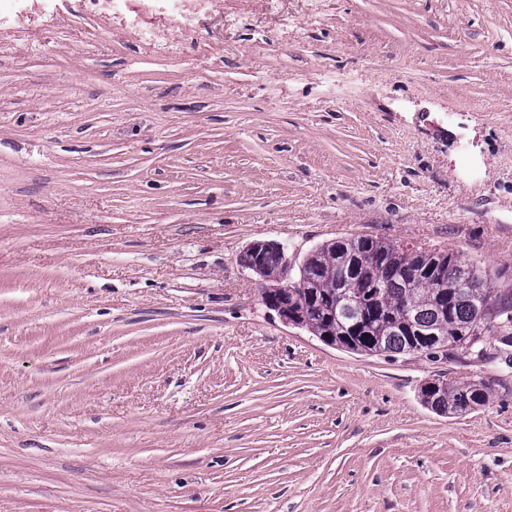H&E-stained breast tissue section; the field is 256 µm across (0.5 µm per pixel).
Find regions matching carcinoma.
Wrapping results in <instances>:
<instances>
[{
	"label": "carcinoma",
	"mask_w": 512,
	"mask_h": 512,
	"mask_svg": "<svg viewBox=\"0 0 512 512\" xmlns=\"http://www.w3.org/2000/svg\"><path fill=\"white\" fill-rule=\"evenodd\" d=\"M357 251L371 252L378 261L359 279L358 293L364 294L360 305L363 324L352 333L346 312L333 308V301L341 292L336 260ZM417 263L423 273L403 280L402 246L367 235L342 237L321 244L315 258L299 264L297 279L309 287L297 288L295 293L305 299L307 323L314 331L334 335L338 341L350 338V350L366 355H406L419 339L412 325H435L447 333L450 343L441 355H463L472 362L468 346L455 342L461 340L457 333L476 325L482 307L490 316L483 322L481 335L512 338V283L491 284V273L481 263L464 264L452 252H427L417 257ZM462 276L469 279V288L454 297L449 294L450 286ZM406 303L411 305L408 313L403 310ZM492 392V384L486 380L450 384L440 390L441 398L433 410L463 416L485 405Z\"/></svg>",
	"instance_id": "carcinoma-1"
}]
</instances>
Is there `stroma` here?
I'll return each instance as SVG.
<instances>
[{
    "label": "stroma",
    "mask_w": 512,
    "mask_h": 512,
    "mask_svg": "<svg viewBox=\"0 0 512 512\" xmlns=\"http://www.w3.org/2000/svg\"><path fill=\"white\" fill-rule=\"evenodd\" d=\"M222 2L150 47L0 0V512H512V347L335 349L238 262L363 234L512 281V0ZM469 380L463 381L467 383ZM425 385L439 386L441 398L433 410L457 416L466 415L488 402L493 392L492 384L486 380H472L467 385L456 382L449 384L447 379L437 378ZM446 389H442V388ZM448 391V392H447Z\"/></svg>",
    "instance_id": "stroma-1"
}]
</instances>
